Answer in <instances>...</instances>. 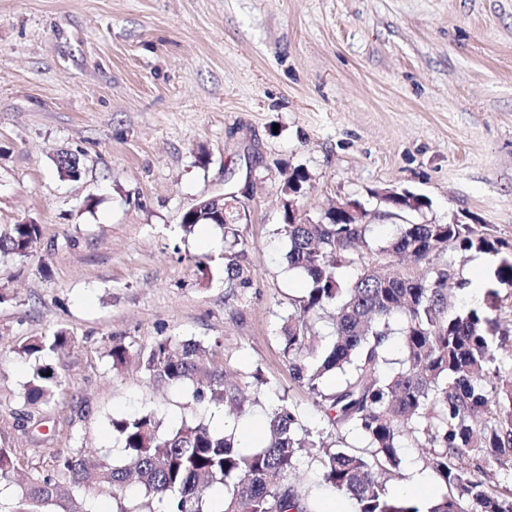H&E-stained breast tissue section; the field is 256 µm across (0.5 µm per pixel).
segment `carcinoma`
Returning a JSON list of instances; mask_svg holds the SVG:
<instances>
[{
	"label": "carcinoma",
	"instance_id": "cac0c4a2",
	"mask_svg": "<svg viewBox=\"0 0 512 512\" xmlns=\"http://www.w3.org/2000/svg\"><path fill=\"white\" fill-rule=\"evenodd\" d=\"M63 180L82 176L79 159L65 153L55 160ZM217 210L183 215L182 230L199 225L224 229L229 242L224 279L250 287L244 264L246 243L236 224L215 217ZM288 242V267L305 283L293 312L282 326L283 355L294 380L307 387L315 402L334 412L329 423L364 442L354 448L327 441L301 423L298 408L280 397L267 413L260 449L247 452L233 430L216 431L202 419L183 421L161 433L162 418L145 411L111 420L112 435L124 458L115 463L104 453L96 460L79 444L68 454L33 465L16 500L0 496V512H85L72 494L85 495L108 486L115 512H127L121 493L129 485L144 491L148 512L153 502L162 512H308L294 488L281 482L305 457L319 467L321 481L353 501L355 512H512V485L492 477L491 467L512 469V372L496 355L493 337L500 326L493 306L448 313V291L464 287L451 266L430 265L452 244L461 251L499 252L501 243L466 224H405L379 252L408 257L425 265L412 279L396 270L362 266L343 281L338 269L357 263L360 247L370 248L369 225L344 224L330 210L307 224H280ZM42 234L39 224H13L0 233V257L26 259ZM334 308L332 341L313 351V317ZM401 336L399 368L388 359L392 336ZM71 342L60 329L32 337L16 349L34 361L24 383L28 403L47 404L61 381L52 363ZM200 340L165 337L141 353L143 371L166 387H194L196 402L241 406L239 389L224 385L223 371L205 362ZM112 368L123 367L128 349L107 351ZM340 377L328 390L325 380ZM411 437L426 449L425 462L448 489L426 504L390 495L386 484L400 474L402 440ZM16 451L0 447V489L15 484ZM223 491L215 500L209 491Z\"/></svg>",
	"mask_w": 512,
	"mask_h": 512
}]
</instances>
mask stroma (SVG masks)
<instances>
[{
    "label": "stroma",
    "mask_w": 512,
    "mask_h": 512,
    "mask_svg": "<svg viewBox=\"0 0 512 512\" xmlns=\"http://www.w3.org/2000/svg\"><path fill=\"white\" fill-rule=\"evenodd\" d=\"M63 152L80 180L58 177ZM295 168L309 175L307 216L365 207L367 266L421 276L380 246L398 224L457 220L501 242L493 277L512 254V0H0V231L42 227L31 257L0 262V445L27 461L80 441L118 460L111 418L152 410L167 429L202 418L245 435L279 395L330 434L282 353L304 288L278 231ZM391 189L428 205L386 216ZM226 190L249 196L248 288L224 279L220 227L181 228L198 199ZM61 328V385L30 406L31 366L15 350ZM168 336L204 341L245 392L258 373L272 393L230 414L194 404L192 387L158 386L138 357ZM114 344L130 354L118 370ZM403 446L390 494L411 498L417 476L443 494L421 449ZM287 483L312 512L355 510L309 462Z\"/></svg>",
    "instance_id": "obj_1"
}]
</instances>
